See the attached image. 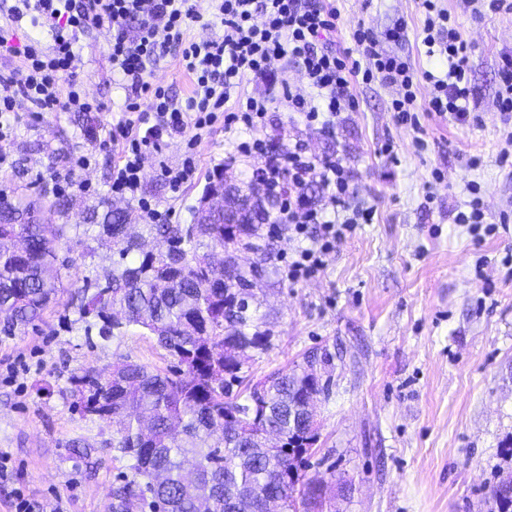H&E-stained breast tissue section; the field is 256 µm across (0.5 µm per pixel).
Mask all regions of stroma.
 I'll return each mask as SVG.
<instances>
[{
  "instance_id": "stroma-1",
  "label": "stroma",
  "mask_w": 512,
  "mask_h": 512,
  "mask_svg": "<svg viewBox=\"0 0 512 512\" xmlns=\"http://www.w3.org/2000/svg\"><path fill=\"white\" fill-rule=\"evenodd\" d=\"M334 2L343 24L333 48L352 47L357 23L381 38L403 22L407 34L394 51L417 67L445 70L416 39L419 0ZM443 4L458 16L471 48L480 124L423 112L426 135L417 139L390 112V89L374 82L358 88V111L342 114L328 135L286 110L279 81L244 88L271 100V122L259 137L300 140L315 155L340 156L352 173L356 203L375 211L372 223L337 240L316 277L284 281L278 247L261 281V310L274 339L253 361L255 376L291 369L316 349L333 356V385L318 402L320 435L308 474L350 481L336 512H497L492 492L512 473V163L500 161L512 112L497 107L501 56L512 54V13L477 15L462 0ZM109 38L103 27L81 39L79 79L101 110H18L16 137L0 145L12 160L0 182L14 195L53 196L51 174L70 175L65 196L73 224L86 223L104 201L139 212L136 202L109 191L120 155L108 143L125 97L108 60ZM148 79L178 101L193 89L174 48L149 67ZM87 124L93 134H85ZM90 152L92 166L75 168ZM183 157L181 142L170 141L145 166L142 194L167 224L190 223L216 164L237 184L249 183L257 165L225 163L220 126L196 148L199 178L175 189L159 166ZM472 183L498 225L481 239L453 221ZM92 247L90 256L79 244L66 253V290L41 321L0 329V512H15L22 500L30 512H112L116 476L130 461L114 460L111 425L75 407L72 378L86 369L109 375L121 359L166 364L163 350L140 330L104 341L75 324L67 307L71 289L88 266L112 264L111 247L97 241Z\"/></svg>"
}]
</instances>
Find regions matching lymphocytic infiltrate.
Segmentation results:
<instances>
[{"label": "lymphocytic infiltrate", "instance_id": "1", "mask_svg": "<svg viewBox=\"0 0 512 512\" xmlns=\"http://www.w3.org/2000/svg\"><path fill=\"white\" fill-rule=\"evenodd\" d=\"M206 2L202 8L197 0H11L6 10L10 23L26 18L40 23L51 31L52 42L17 47L8 26L0 27V57L21 60L0 69V141L11 140L15 127L10 116L23 106L31 112L95 110L76 81L75 47L89 29L108 26V59L125 89L124 115L111 138L121 153L112 168L113 196L138 200L144 223L159 221L160 212L140 197L149 154L175 138L195 146L216 122H223L226 160L260 159L256 180L266 192L282 197L271 233L292 242L283 277L297 283L319 273L336 240L371 223L372 211L351 205L352 177L342 158L316 156L299 140L273 148L253 137V130L266 124L270 102L265 96L241 95L244 82L266 79L276 60L299 68L311 92L283 86L282 104L329 135L341 113L357 109L355 87L375 81L391 87L390 110L397 123H408L416 112H433L464 124L472 119L470 48L440 0H421V7L426 54L448 64L441 75L389 50V43L404 36L401 25L382 39L357 25L353 47L333 49L326 39L336 32L339 14L328 0ZM206 15L222 25L223 34L188 39L189 28ZM170 45L180 47L194 84L181 102L145 79L148 64ZM286 181L299 188L320 182L328 192V207H316L300 191L282 195Z\"/></svg>", "mask_w": 512, "mask_h": 512}]
</instances>
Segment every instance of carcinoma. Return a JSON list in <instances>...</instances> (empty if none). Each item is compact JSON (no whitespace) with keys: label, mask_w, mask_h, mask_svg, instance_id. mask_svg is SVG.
<instances>
[{"label":"carcinoma","mask_w":512,"mask_h":512,"mask_svg":"<svg viewBox=\"0 0 512 512\" xmlns=\"http://www.w3.org/2000/svg\"><path fill=\"white\" fill-rule=\"evenodd\" d=\"M236 192L224 211L203 208L190 224H133L130 214L100 224H46L45 207L66 216L69 200L0 198V322L12 330L42 319L62 287L58 252L75 241L112 244L119 259L92 268L71 297L80 317L100 322L103 340L135 327L155 338L173 366L130 360L112 377L93 370L73 378L83 413L112 425L115 459L132 460L112 492V512H324L336 486L306 477L319 439L306 424L308 400L329 393L317 365L328 353L255 381L243 353H264L273 339L255 293L273 250L267 226L277 199L256 182L242 190L223 177L210 182ZM168 252L141 247L144 235ZM493 497L512 512V484Z\"/></svg>","instance_id":"obj_1"}]
</instances>
